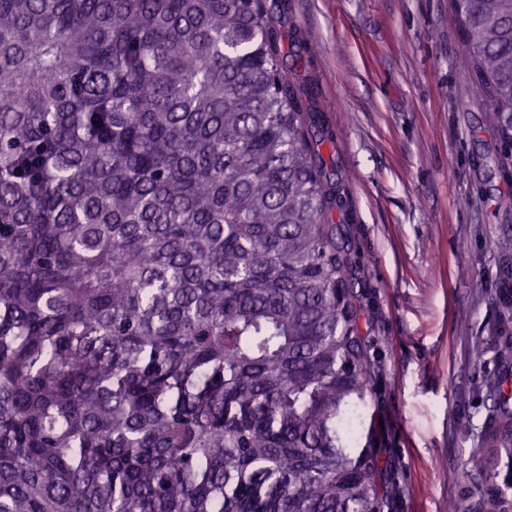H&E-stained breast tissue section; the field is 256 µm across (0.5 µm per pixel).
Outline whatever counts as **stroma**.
<instances>
[{
    "mask_svg": "<svg viewBox=\"0 0 512 512\" xmlns=\"http://www.w3.org/2000/svg\"><path fill=\"white\" fill-rule=\"evenodd\" d=\"M297 89L334 137L370 368L384 512H483L512 253V180L450 0H267Z\"/></svg>",
    "mask_w": 512,
    "mask_h": 512,
    "instance_id": "obj_1",
    "label": "stroma"
}]
</instances>
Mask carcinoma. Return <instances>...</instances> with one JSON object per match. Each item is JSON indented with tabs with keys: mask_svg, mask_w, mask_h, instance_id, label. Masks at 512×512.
Segmentation results:
<instances>
[{
	"mask_svg": "<svg viewBox=\"0 0 512 512\" xmlns=\"http://www.w3.org/2000/svg\"><path fill=\"white\" fill-rule=\"evenodd\" d=\"M452 5L509 159L512 0ZM280 42L264 0H0V512H382L333 140Z\"/></svg>",
	"mask_w": 512,
	"mask_h": 512,
	"instance_id": "1",
	"label": "carcinoma"
}]
</instances>
